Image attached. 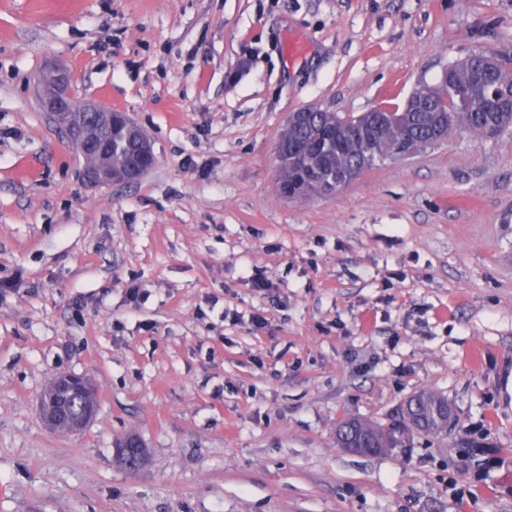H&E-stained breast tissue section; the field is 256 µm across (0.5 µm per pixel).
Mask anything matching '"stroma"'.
Returning a JSON list of instances; mask_svg holds the SVG:
<instances>
[{"label":"stroma","mask_w":512,"mask_h":512,"mask_svg":"<svg viewBox=\"0 0 512 512\" xmlns=\"http://www.w3.org/2000/svg\"><path fill=\"white\" fill-rule=\"evenodd\" d=\"M476 52L512 63V0H0V512H512V129L328 198L282 197L274 156L290 113ZM55 63L144 130L146 175L85 184L34 91ZM66 373L98 412L59 435ZM423 390L447 433L337 445Z\"/></svg>","instance_id":"1"}]
</instances>
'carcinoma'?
I'll return each mask as SVG.
<instances>
[{
  "mask_svg": "<svg viewBox=\"0 0 512 512\" xmlns=\"http://www.w3.org/2000/svg\"><path fill=\"white\" fill-rule=\"evenodd\" d=\"M496 79L483 71V54L476 53L464 61L448 66V98L441 104L446 121L439 129V140L452 136L464 127L481 137L499 135L512 127V111L502 110L491 96ZM304 120L283 128L280 139L288 152L278 162V185L281 194L293 198L306 187H318L332 196L349 184L362 170L368 148L389 149L405 140L430 136L429 128L418 121L401 125L383 112L373 113L377 125L373 140L364 136L361 125L341 122L342 116L317 107L302 110ZM91 136L110 139L112 149L103 155H89L92 163H107L118 171L131 164L141 153L139 142L120 128L97 119L90 128ZM60 395L57 380L48 383L40 401V410L53 408ZM97 399L93 387L72 400V421L81 430L94 416ZM449 411L445 398L435 391H421L407 403L402 418L389 427L372 421H346L337 431V441L344 448H371L382 454L398 447L402 438L416 431L437 437L448 429ZM119 461L130 469L147 462L145 449L131 453L119 450Z\"/></svg>",
  "mask_w": 512,
  "mask_h": 512,
  "instance_id": "cac0c4a2",
  "label": "carcinoma"
}]
</instances>
